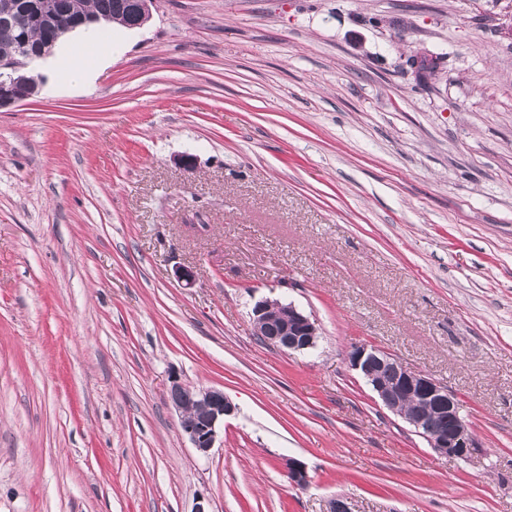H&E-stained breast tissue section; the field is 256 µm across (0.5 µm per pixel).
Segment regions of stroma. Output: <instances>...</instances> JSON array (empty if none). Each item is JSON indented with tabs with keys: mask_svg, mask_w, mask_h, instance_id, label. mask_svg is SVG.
I'll return each mask as SVG.
<instances>
[{
	"mask_svg": "<svg viewBox=\"0 0 512 512\" xmlns=\"http://www.w3.org/2000/svg\"><path fill=\"white\" fill-rule=\"evenodd\" d=\"M266 297L314 349L253 335ZM357 344L448 385L479 452L436 454ZM175 379L237 407L209 455ZM201 500L512 512V0H156L91 86L0 110V512ZM254 336L282 352H301L316 346L319 327L311 315L277 299L258 300L251 311Z\"/></svg>",
	"mask_w": 512,
	"mask_h": 512,
	"instance_id": "stroma-1",
	"label": "stroma"
}]
</instances>
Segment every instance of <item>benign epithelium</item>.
Returning <instances> with one entry per match:
<instances>
[{"instance_id": "obj_1", "label": "benign epithelium", "mask_w": 512, "mask_h": 512, "mask_svg": "<svg viewBox=\"0 0 512 512\" xmlns=\"http://www.w3.org/2000/svg\"><path fill=\"white\" fill-rule=\"evenodd\" d=\"M32 0H3L0 20L24 31V23L34 11ZM19 80L0 81V110L24 102L38 93L39 85L25 94ZM253 334L263 343L282 352H301L316 346L319 327L312 316L294 305L277 299L257 301L250 317ZM352 369L359 371L372 387L383 406L404 416L406 422L423 437L439 455L452 459H467L479 448L468 423L460 413L457 396L436 381L430 374L414 371L393 355L372 345H357L348 355ZM391 369L392 378L380 377L375 367ZM172 406L180 414V428L192 448L200 455L209 454L224 428V420L233 415L236 406L215 387H196L173 380L170 391ZM413 402L425 411H408L406 403ZM290 483L298 488L310 482L307 469L301 461L286 463Z\"/></svg>"}]
</instances>
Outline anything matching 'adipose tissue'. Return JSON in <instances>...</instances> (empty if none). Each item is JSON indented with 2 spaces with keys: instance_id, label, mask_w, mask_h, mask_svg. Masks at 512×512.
<instances>
[{
  "instance_id": "ef3b65f1",
  "label": "adipose tissue",
  "mask_w": 512,
  "mask_h": 512,
  "mask_svg": "<svg viewBox=\"0 0 512 512\" xmlns=\"http://www.w3.org/2000/svg\"><path fill=\"white\" fill-rule=\"evenodd\" d=\"M125 48L122 32L106 33L90 24L76 29L72 39L60 42L51 64L59 77L70 85L93 82L97 70L106 66Z\"/></svg>"
}]
</instances>
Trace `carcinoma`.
Returning a JSON list of instances; mask_svg holds the SVG:
<instances>
[{
	"label": "carcinoma",
	"instance_id": "obj_1",
	"mask_svg": "<svg viewBox=\"0 0 512 512\" xmlns=\"http://www.w3.org/2000/svg\"><path fill=\"white\" fill-rule=\"evenodd\" d=\"M36 16L42 22L34 23L28 28V36L33 44L45 45L52 40L53 30L46 25L52 20L62 24L78 11H83L92 21L100 15H106L112 21L132 25L137 20L134 3L127 2L122 10L115 9V0H36ZM0 55L13 59L14 75H26L27 55L19 43V30L15 26L0 21Z\"/></svg>",
	"mask_w": 512,
	"mask_h": 512
}]
</instances>
